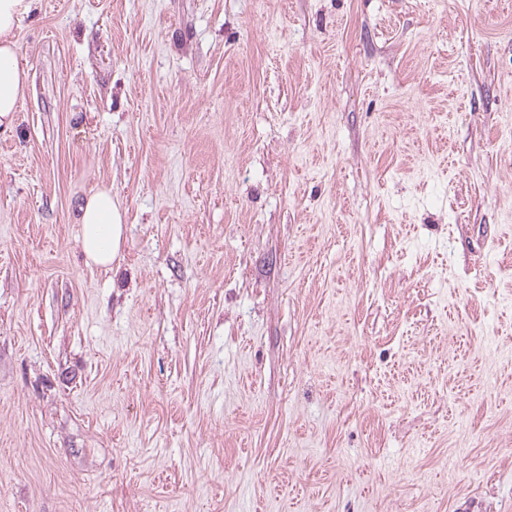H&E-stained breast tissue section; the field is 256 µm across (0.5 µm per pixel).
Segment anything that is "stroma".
Wrapping results in <instances>:
<instances>
[{
    "label": "stroma",
    "mask_w": 512,
    "mask_h": 512,
    "mask_svg": "<svg viewBox=\"0 0 512 512\" xmlns=\"http://www.w3.org/2000/svg\"><path fill=\"white\" fill-rule=\"evenodd\" d=\"M17 41L0 512H512V0H34ZM79 211L81 248L86 260L110 268L120 254L124 232L123 216L112 190H97L85 199Z\"/></svg>",
    "instance_id": "1"
}]
</instances>
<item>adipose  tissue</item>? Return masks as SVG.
<instances>
[{
    "label": "adipose tissue",
    "mask_w": 512,
    "mask_h": 512,
    "mask_svg": "<svg viewBox=\"0 0 512 512\" xmlns=\"http://www.w3.org/2000/svg\"><path fill=\"white\" fill-rule=\"evenodd\" d=\"M31 5L32 0H0V123L17 111L25 97L27 71L21 61L16 30ZM79 222L86 260L111 267L120 254L124 226L110 189H99L85 199Z\"/></svg>",
    "instance_id": "1"
}]
</instances>
